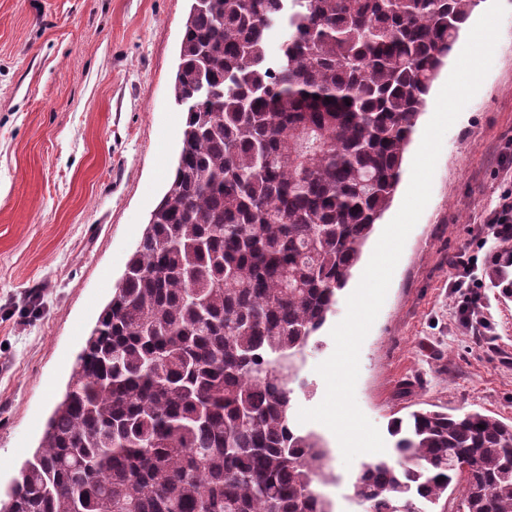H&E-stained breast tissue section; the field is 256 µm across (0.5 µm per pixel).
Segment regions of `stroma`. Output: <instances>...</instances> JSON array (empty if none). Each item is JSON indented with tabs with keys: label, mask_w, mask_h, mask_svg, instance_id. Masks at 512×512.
Segmentation results:
<instances>
[{
	"label": "stroma",
	"mask_w": 512,
	"mask_h": 512,
	"mask_svg": "<svg viewBox=\"0 0 512 512\" xmlns=\"http://www.w3.org/2000/svg\"><path fill=\"white\" fill-rule=\"evenodd\" d=\"M490 71L447 131L432 194L407 237L359 354L356 401L380 431L425 408L512 422V300L481 288L457 313L448 259L490 237L512 139V0ZM190 0H0V499L38 447L78 354L166 193L185 115L172 87ZM338 300L293 385L291 414L317 406ZM333 512H365L317 422Z\"/></svg>",
	"instance_id": "35a3bbf8"
}]
</instances>
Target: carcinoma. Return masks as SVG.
Here are the masks:
<instances>
[{
  "instance_id": "carcinoma-1",
  "label": "carcinoma",
  "mask_w": 512,
  "mask_h": 512,
  "mask_svg": "<svg viewBox=\"0 0 512 512\" xmlns=\"http://www.w3.org/2000/svg\"><path fill=\"white\" fill-rule=\"evenodd\" d=\"M480 2L192 0L170 186L0 512H332L291 384ZM390 434L393 459L353 484L374 512L450 489L463 512H512V423L421 409Z\"/></svg>"
}]
</instances>
